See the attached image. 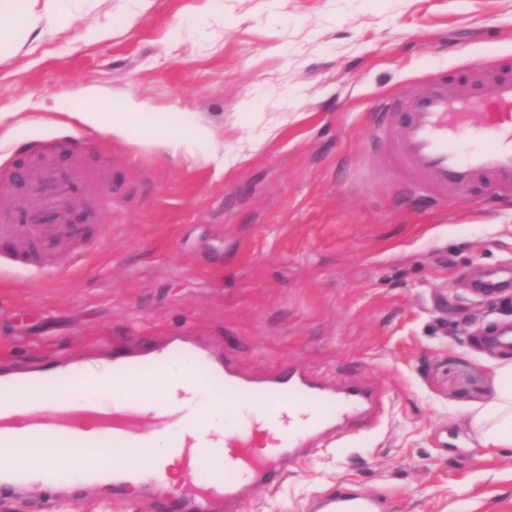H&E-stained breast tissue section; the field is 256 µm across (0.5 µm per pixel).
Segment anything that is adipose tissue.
I'll use <instances>...</instances> for the list:
<instances>
[{
	"label": "adipose tissue",
	"mask_w": 512,
	"mask_h": 512,
	"mask_svg": "<svg viewBox=\"0 0 512 512\" xmlns=\"http://www.w3.org/2000/svg\"><path fill=\"white\" fill-rule=\"evenodd\" d=\"M41 17L33 9L11 12L0 17V58L8 56L23 46L30 34L39 27ZM76 120L86 127L98 129L108 127L113 135L124 137L131 129L140 127L150 130V144L172 155L186 157L202 156L208 163L220 168H230L245 160L247 151H256L275 135L274 127H265L260 137L251 139L247 150L226 149L224 136L219 128L205 121L195 112H150L146 103L130 98L107 101L96 95H88L82 112ZM496 387L492 399L485 405L473 408L469 424L480 435L485 447H512V360L502 359L494 367ZM148 394L146 408H153L152 394L162 396L168 412L178 414L175 431H182L192 424L204 434L225 435L224 418L232 409L230 398H216L202 377L195 375L190 358L170 362L166 370L153 384L142 386ZM40 439H31L21 447H0V465L23 463L43 466L52 462L62 464L74 455H82L104 471L116 467L137 469L161 462L168 469L172 482L184 477L182 459L170 446L165 435H155L151 451L138 448L116 447L111 453L102 454L97 449L62 448L48 455L42 450Z\"/></svg>",
	"instance_id": "ef3b65f1"
}]
</instances>
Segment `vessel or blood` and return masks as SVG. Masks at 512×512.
Instances as JSON below:
<instances>
[{
	"mask_svg": "<svg viewBox=\"0 0 512 512\" xmlns=\"http://www.w3.org/2000/svg\"><path fill=\"white\" fill-rule=\"evenodd\" d=\"M372 139L377 166L413 180L427 197L453 193L466 206L482 183L494 198L512 199V73L477 66L453 93L438 79H427L406 97L379 104ZM44 149L69 150V162L33 164L19 203L20 221L1 224L0 239L18 246L9 268L56 277L64 272L55 262L61 249L74 259L88 254L96 228L79 216L101 199L103 175L65 140L46 142ZM183 354L216 393L252 405L256 415L247 429L227 437L221 453L208 440L186 436L181 445L186 459L222 457L224 476L177 491L166 512H238L248 492L270 491L284 481L289 460L377 422L379 391L360 377L333 382L295 362L249 373L220 347L182 332L140 347H109L106 360L115 381L144 384L159 376L170 358ZM88 383L72 358L28 368L0 361V391L6 395L0 401V446L38 436L62 447H150L152 432L136 427L127 413L62 394L67 386ZM79 416L97 419V432H78L73 421ZM162 477L159 468L146 474L115 471L112 494L123 498L131 486L145 490ZM320 512H379V504L368 493L342 489L322 500Z\"/></svg>",
	"mask_w": 512,
	"mask_h": 512,
	"instance_id": "b4317fda",
	"label": "vessel or blood"
}]
</instances>
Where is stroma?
<instances>
[{"instance_id": "obj_1", "label": "stroma", "mask_w": 512, "mask_h": 512, "mask_svg": "<svg viewBox=\"0 0 512 512\" xmlns=\"http://www.w3.org/2000/svg\"><path fill=\"white\" fill-rule=\"evenodd\" d=\"M0 61V161L72 137L108 186L93 252L39 279L0 274V359L58 354L105 368L112 342L172 329L231 341L246 371L295 361L353 374L383 396L375 428L289 461L241 512H318L336 487L381 512H512V447H484L470 410L491 400L489 343L512 292H476L512 265V201L476 191L461 210L371 164L376 103L428 74L456 90L472 67L512 60V0H64ZM190 110L234 143L276 138L221 170L74 120L87 93ZM154 512L137 493L74 480L0 495V512Z\"/></svg>"}]
</instances>
